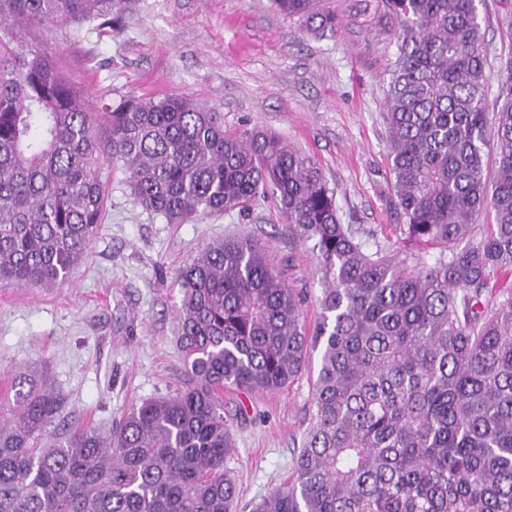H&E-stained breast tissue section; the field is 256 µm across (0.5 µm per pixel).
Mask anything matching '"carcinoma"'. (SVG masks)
<instances>
[{
	"label": "carcinoma",
	"mask_w": 512,
	"mask_h": 512,
	"mask_svg": "<svg viewBox=\"0 0 512 512\" xmlns=\"http://www.w3.org/2000/svg\"><path fill=\"white\" fill-rule=\"evenodd\" d=\"M482 0H385L399 19L386 100L398 240L369 252L340 222L320 165L274 132L224 128L180 96L80 101L21 31L115 25L121 0H0V281L65 283L119 172L138 205L181 224L273 202L317 261L318 319L252 237L177 271L184 386L110 432L48 433L37 369L0 402V512H236L224 390L277 392L319 352L293 473L253 512H512V63L494 102ZM306 30L314 0H274ZM495 223L476 231L485 209Z\"/></svg>",
	"instance_id": "carcinoma-1"
}]
</instances>
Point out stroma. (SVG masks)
Here are the masks:
<instances>
[{"mask_svg":"<svg viewBox=\"0 0 512 512\" xmlns=\"http://www.w3.org/2000/svg\"><path fill=\"white\" fill-rule=\"evenodd\" d=\"M336 29L313 34L272 0H124L120 26L30 29L93 102L179 94L224 115V126L279 134L320 164L342 223L367 245L396 250L400 216L388 163L385 97L398 53L399 22L383 0H317ZM512 0H483L487 94L496 96L512 59ZM88 257L52 288L0 282V392L20 370L45 371L64 399L51 428L106 431L142 400L175 393L184 365L175 346L181 293L177 269L209 242L252 236L318 315L316 260L282 233L266 201L245 214H200L171 224L146 212L120 176ZM314 374L277 393L228 391L224 413L234 446L225 460L251 512L288 478L311 423Z\"/></svg>","mask_w":512,"mask_h":512,"instance_id":"1","label":"stroma"}]
</instances>
